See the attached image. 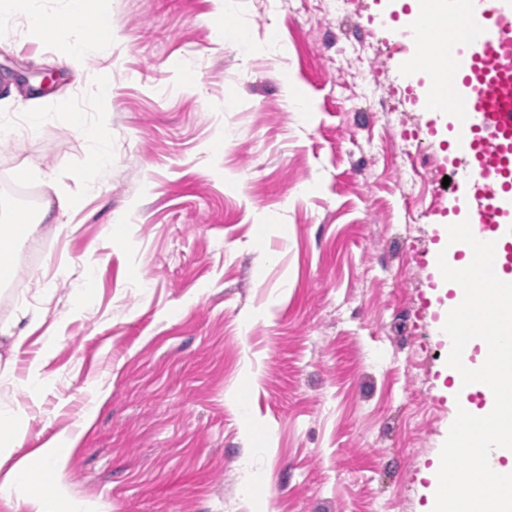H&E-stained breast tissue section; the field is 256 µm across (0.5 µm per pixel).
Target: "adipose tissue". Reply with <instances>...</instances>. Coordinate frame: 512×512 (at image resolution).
<instances>
[{"mask_svg":"<svg viewBox=\"0 0 512 512\" xmlns=\"http://www.w3.org/2000/svg\"><path fill=\"white\" fill-rule=\"evenodd\" d=\"M10 4L12 11L38 32L49 29L71 31L73 39L68 55L76 65L81 64L95 45L86 33L88 23L108 17L105 10L93 5L92 0H68V7L62 14L47 12L43 0H10ZM71 453V442L62 436L40 448L0 479V497L22 499L27 512H57L62 505L68 512H95L94 506L87 502L66 499L64 488L57 485Z\"/></svg>","mask_w":512,"mask_h":512,"instance_id":"adipose-tissue-1","label":"adipose tissue"}]
</instances>
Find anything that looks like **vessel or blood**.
Instances as JSON below:
<instances>
[{
  "label": "vessel or blood",
  "mask_w": 512,
  "mask_h": 512,
  "mask_svg": "<svg viewBox=\"0 0 512 512\" xmlns=\"http://www.w3.org/2000/svg\"><path fill=\"white\" fill-rule=\"evenodd\" d=\"M461 25L428 71L425 107L456 116L454 208L470 213L495 262L512 268V0H447Z\"/></svg>",
  "instance_id": "b4317fda"
}]
</instances>
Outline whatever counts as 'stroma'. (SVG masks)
I'll use <instances>...</instances> for the list:
<instances>
[{"label":"stroma","mask_w":512,"mask_h":512,"mask_svg":"<svg viewBox=\"0 0 512 512\" xmlns=\"http://www.w3.org/2000/svg\"><path fill=\"white\" fill-rule=\"evenodd\" d=\"M101 3L112 50L77 69L66 32L17 26L0 0V107L43 114L0 149V205L12 187L38 210L84 198L0 241L29 273L0 282V329L26 337L15 355L0 338L13 363L0 404L22 410L15 457L75 436L61 481L112 512H425L457 409L454 290L436 272L452 165L446 116L414 99L419 78L379 29L406 4ZM222 12L244 41L219 37ZM74 112L105 123L107 169L83 175ZM412 136L440 178L407 197Z\"/></svg>","instance_id":"1"}]
</instances>
